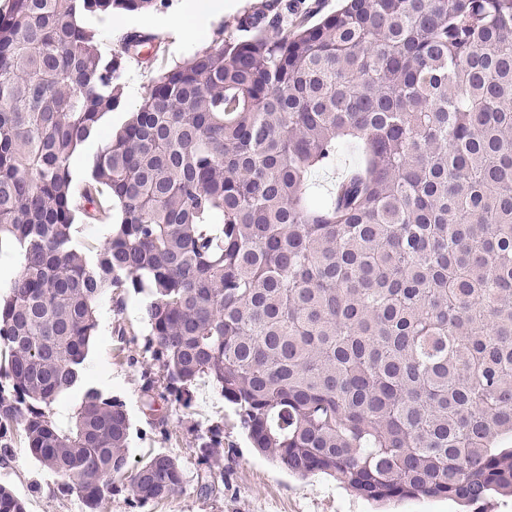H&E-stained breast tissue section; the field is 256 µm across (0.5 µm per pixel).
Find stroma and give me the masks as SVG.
Here are the masks:
<instances>
[{
    "label": "stroma",
    "instance_id": "obj_1",
    "mask_svg": "<svg viewBox=\"0 0 512 512\" xmlns=\"http://www.w3.org/2000/svg\"><path fill=\"white\" fill-rule=\"evenodd\" d=\"M177 4L178 0H158L157 9L149 12L96 21L106 51L118 48L122 34L131 30L162 39L157 56L144 51L128 60L121 78L124 108L113 113V126H121L127 110L139 103L162 65L188 64L217 41L239 36L244 16L262 11L268 20L288 22L308 12L320 17L335 12L340 0H240L237 10L225 12L185 38L162 29ZM146 300V294L131 288H116L100 298L83 380L47 410L58 428H68L85 391L96 389L125 406L131 422L127 448L131 464L156 453L178 460L184 484L176 494L140 504L119 481L105 502V512H375L374 504L350 493L331 476L301 478L259 454L234 406L207 381L193 387L189 405L165 400L163 373L147 343ZM209 426L223 433L224 477L212 491L204 492L200 486L210 480V467L198 460L194 448L199 431ZM0 483L24 501L26 512H85L78 494L63 488L52 471L28 454L20 432L12 434L11 455L0 458Z\"/></svg>",
    "mask_w": 512,
    "mask_h": 512
}]
</instances>
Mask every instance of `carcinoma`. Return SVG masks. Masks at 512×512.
<instances>
[{"instance_id": "1", "label": "carcinoma", "mask_w": 512, "mask_h": 512, "mask_svg": "<svg viewBox=\"0 0 512 512\" xmlns=\"http://www.w3.org/2000/svg\"><path fill=\"white\" fill-rule=\"evenodd\" d=\"M157 0H11L0 13V235L20 269L0 298V433L102 512L118 479L142 502L182 488L175 458L129 464L122 403L83 377L112 288H147L166 391L203 377L253 448L376 504L512 496V0H342L270 34L246 16L122 108L130 31L105 53L90 20ZM361 168L314 204L311 174ZM117 205L96 246L72 236ZM220 431L198 457L219 454ZM0 512H26L0 484Z\"/></svg>"}]
</instances>
